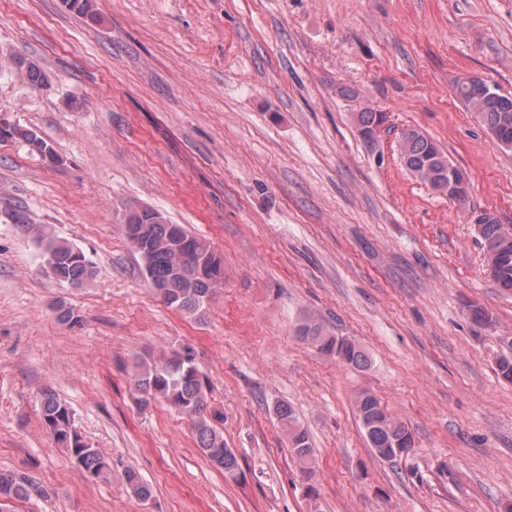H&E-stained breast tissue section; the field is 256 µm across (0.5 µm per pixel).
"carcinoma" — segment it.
<instances>
[{"mask_svg": "<svg viewBox=\"0 0 512 512\" xmlns=\"http://www.w3.org/2000/svg\"><path fill=\"white\" fill-rule=\"evenodd\" d=\"M72 13L98 21L94 0H63ZM10 72L16 79L35 90L47 83L40 67L25 58L14 57ZM457 94L469 105H478L477 114L500 145L512 149V98L500 95L479 78L463 79L456 85ZM360 136L374 140L386 122V113L367 109L356 115ZM0 137L20 139L42 160L60 163L55 149L34 130L18 124L0 123ZM399 154L406 171L435 192L448 194L451 178L463 179L461 170L424 132L405 129L399 138ZM124 235L128 245L142 260L144 275L155 294L169 308L203 318L205 304L217 288L224 285V262L205 238L187 231L181 224H172L160 211L134 200L121 204ZM486 263L495 265L492 280L505 292L512 293V227L499 219H481L477 223ZM39 245L46 273L60 283L81 286L97 276L94 262L79 248L43 233ZM299 334L322 353L362 366L367 356L358 343L333 336L314 319H307ZM138 393L137 404L145 409L162 401L178 414L188 418L194 427L197 447L213 466L233 480L240 474L234 449L224 447V435L206 416L207 378L195 363L189 346L163 349L137 359L131 375ZM355 408L370 447L381 458L395 459L413 447L408 427L390 414L373 395L362 392L355 399ZM274 412L286 433L292 454L307 476H313L312 448L306 431L301 428L292 408L286 403L275 406ZM42 416L46 427L68 457L93 478L107 481L112 477L109 459L78 434L71 407L55 393L46 391L42 398ZM127 492L148 503L154 488L138 471L123 474ZM47 487L31 474L0 470V512H14V504L34 497L46 498Z\"/></svg>", "mask_w": 512, "mask_h": 512, "instance_id": "carcinoma-1", "label": "carcinoma"}]
</instances>
